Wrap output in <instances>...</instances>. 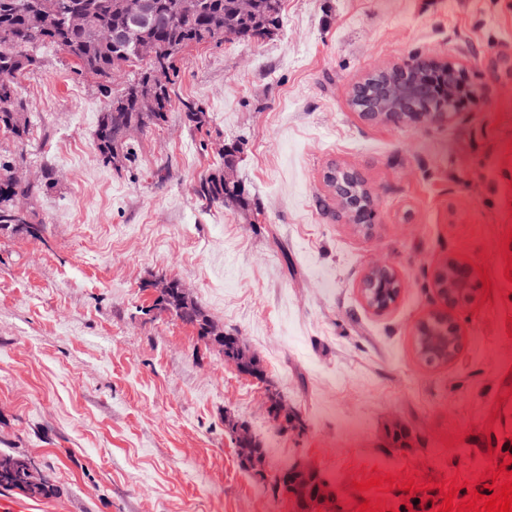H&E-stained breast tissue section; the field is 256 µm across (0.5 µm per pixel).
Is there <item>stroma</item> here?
Here are the masks:
<instances>
[{"label": "stroma", "instance_id": "stroma-1", "mask_svg": "<svg viewBox=\"0 0 512 512\" xmlns=\"http://www.w3.org/2000/svg\"><path fill=\"white\" fill-rule=\"evenodd\" d=\"M36 53L18 79L29 133H0L20 176L54 182L30 203L41 239L0 234V451L61 488L30 512H291L278 479L298 464L339 512L426 493L432 512L448 495L460 510L512 484V0H282L274 36L179 54L167 122L118 170L96 151V79L56 45ZM428 59L466 68L476 102L440 122L351 107L369 73ZM185 99L207 110L202 130ZM224 144L248 209L194 194ZM334 167L371 193L368 229L337 216ZM450 258L481 283L462 307L433 283ZM377 261L403 282L383 311L360 288ZM159 278L243 337L264 379L154 307ZM444 312L459 351L429 364L416 326ZM269 386L303 430L266 415ZM229 418L261 441L263 476L240 465ZM394 420L409 447H388Z\"/></svg>", "mask_w": 512, "mask_h": 512}]
</instances>
